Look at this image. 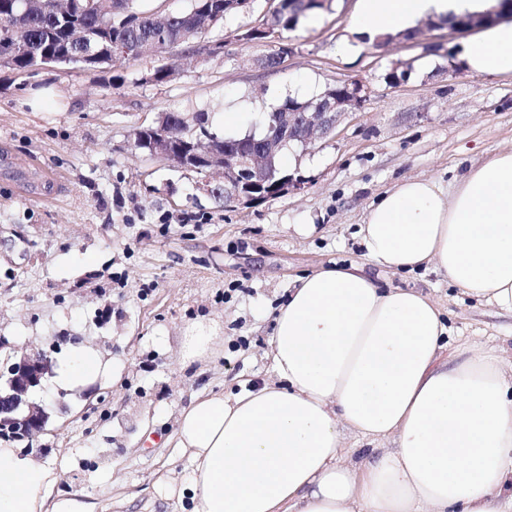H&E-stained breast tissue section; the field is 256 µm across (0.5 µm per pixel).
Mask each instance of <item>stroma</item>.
<instances>
[{"mask_svg":"<svg viewBox=\"0 0 512 512\" xmlns=\"http://www.w3.org/2000/svg\"><path fill=\"white\" fill-rule=\"evenodd\" d=\"M280 0H255L217 30L223 48L188 44L131 64L85 71L0 70V336L16 344L68 342L114 367L89 394L50 402L44 465L58 474L51 494L93 502L94 512H190L189 500L161 499L158 476L188 478L176 421L199 396L227 395L272 380L274 317L299 277L333 264H365L381 287L415 288L446 313L448 348L479 340L512 348V318L471 302L437 271L394 273L368 263L357 236L368 208L408 178L452 183L512 150V77L449 64L463 36L418 19L410 39L378 46L350 39L357 0H333L297 28L251 42L240 36L270 17ZM287 43L273 70L256 60ZM411 66L407 82L386 75ZM171 81H148L156 67ZM368 89L363 108L316 145L288 148L302 191L254 205L208 196L198 174L151 159L133 132L167 112L185 117L243 112L237 133L255 129L286 99L304 101L339 80ZM38 90L51 97L29 105ZM51 180L42 181L39 169ZM210 327L203 358L180 355L188 328Z\"/></svg>","mask_w":512,"mask_h":512,"instance_id":"stroma-1","label":"stroma"}]
</instances>
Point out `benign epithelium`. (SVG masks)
<instances>
[{"mask_svg":"<svg viewBox=\"0 0 512 512\" xmlns=\"http://www.w3.org/2000/svg\"><path fill=\"white\" fill-rule=\"evenodd\" d=\"M89 9L99 13H124L128 24L142 22L140 15L126 12V0H70V11L76 15ZM203 15L206 16L205 26L192 29L200 39L224 20L221 12L205 11ZM511 16L512 0H500L496 8L468 15L461 24L452 25L450 29L469 32ZM27 50L28 45L23 41L1 38L0 68L13 69L12 59ZM76 62L77 67L94 71L106 62L112 63V52L90 53L76 58ZM365 101L366 87L362 82H338L304 102L300 110L274 113L272 119L286 135L281 139L274 136L262 138L261 146L247 150L234 147L228 140L222 142L214 134L201 137L199 129L205 120L203 115L185 122L186 128L178 138H172L161 130L145 144L151 157L167 161L181 170L200 175L221 172L224 176V197L242 205H251L302 190L303 178L275 171L273 157L288 143L297 142L305 147L315 145ZM55 350V342L44 350L29 344L15 345L0 336V435L10 437L30 451H41L39 438L49 419V404L31 399V394L52 374L51 353Z\"/></svg>","mask_w":512,"mask_h":512,"instance_id":"obj_1","label":"benign epithelium"}]
</instances>
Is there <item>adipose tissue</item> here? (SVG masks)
<instances>
[{"label":"adipose tissue","mask_w":512,"mask_h":512,"mask_svg":"<svg viewBox=\"0 0 512 512\" xmlns=\"http://www.w3.org/2000/svg\"><path fill=\"white\" fill-rule=\"evenodd\" d=\"M489 0H359L351 32L371 39L424 15L479 13ZM465 66L512 73V23L467 42ZM358 237L367 261L395 272L433 268L449 285L512 315V151L451 188L411 178L383 193ZM441 306L412 288L382 289L364 264L299 279L275 318V378L233 399L197 398L177 422L192 474L162 476L160 496L191 512H512V357L473 343L441 353ZM109 366L84 346L55 382L88 386ZM368 440L362 460L346 435ZM54 470L0 444V512H91L49 499Z\"/></svg>","instance_id":"ef3b65f1"}]
</instances>
